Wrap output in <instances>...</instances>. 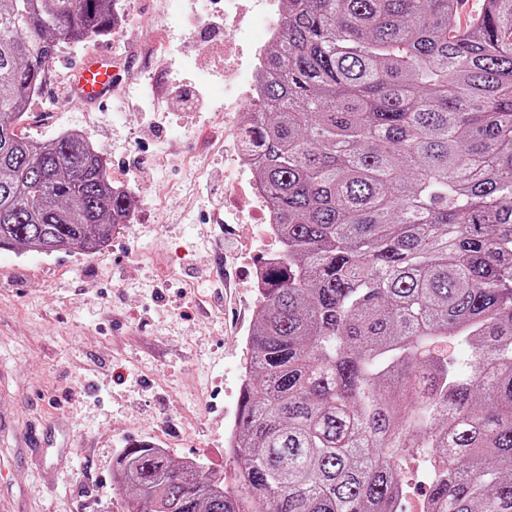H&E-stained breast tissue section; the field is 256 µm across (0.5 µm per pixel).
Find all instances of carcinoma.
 <instances>
[{
  "label": "carcinoma",
  "instance_id": "obj_1",
  "mask_svg": "<svg viewBox=\"0 0 512 512\" xmlns=\"http://www.w3.org/2000/svg\"><path fill=\"white\" fill-rule=\"evenodd\" d=\"M116 0H0V250L105 246L134 206L84 133L17 124ZM243 136L274 208L233 482L132 446L125 512H512V0H288ZM466 351L448 355V345ZM420 464L415 459H408L404 462L402 470V481L405 484L406 496L404 500V511L415 512L419 503H423L427 493V484L420 477ZM423 480V482H421Z\"/></svg>",
  "mask_w": 512,
  "mask_h": 512
}]
</instances>
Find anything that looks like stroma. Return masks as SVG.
Here are the masks:
<instances>
[{
  "instance_id": "1",
  "label": "stroma",
  "mask_w": 512,
  "mask_h": 512,
  "mask_svg": "<svg viewBox=\"0 0 512 512\" xmlns=\"http://www.w3.org/2000/svg\"><path fill=\"white\" fill-rule=\"evenodd\" d=\"M186 1L203 17L214 8L119 0L146 39L123 44L114 33L94 46L120 52L123 86L148 83V95L68 102L69 68L85 52L65 47L21 125L42 141L85 133L136 204L96 252L0 251V512H123L112 469L139 443L234 478L224 439L257 299L246 270L261 256L256 225L218 221L236 178L224 162L232 128L209 112L224 103V35L204 48L189 30L164 28Z\"/></svg>"
}]
</instances>
